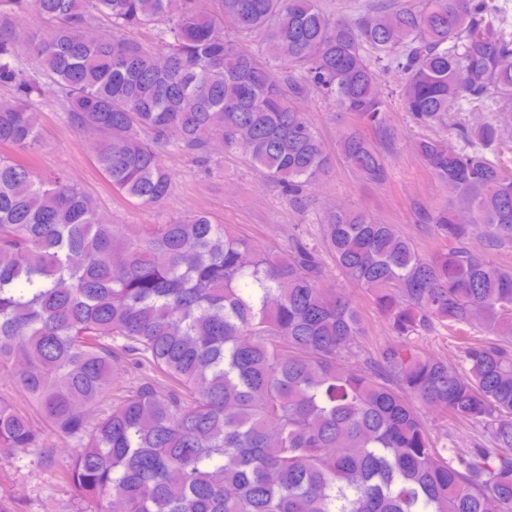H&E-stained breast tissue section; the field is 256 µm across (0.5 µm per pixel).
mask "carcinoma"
I'll list each match as a JSON object with an SVG mask.
<instances>
[{"label": "carcinoma", "mask_w": 512, "mask_h": 512, "mask_svg": "<svg viewBox=\"0 0 512 512\" xmlns=\"http://www.w3.org/2000/svg\"><path fill=\"white\" fill-rule=\"evenodd\" d=\"M33 14L45 26L28 29ZM108 26L83 37L100 18ZM259 33L249 49L224 31ZM153 28V45L131 36ZM399 77L403 111L443 131L451 113L512 110V22L500 0H388L336 17L320 0H0V145L41 142L33 95L95 130L94 165L126 201L165 202L161 153L207 163L247 146L297 201L341 160L382 185L358 127L394 132L377 92ZM352 120L331 155L299 102ZM453 127V126H451ZM415 152L451 200L416 207L445 249L426 256L394 224L328 211L319 240L280 254L202 212L137 230L111 224L62 172L0 156V455L72 443L59 479L103 512H512V160L492 116ZM371 297L395 340L351 362L365 326L329 266ZM454 339L453 362L427 336ZM139 372L119 386L116 363ZM112 401L92 423L88 411ZM484 429L460 447L413 401Z\"/></svg>", "instance_id": "1"}]
</instances>
